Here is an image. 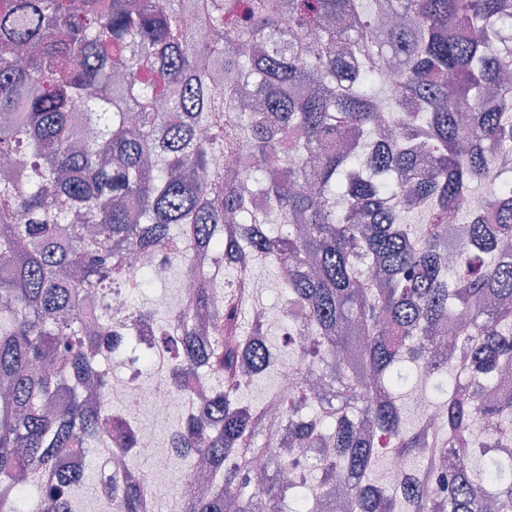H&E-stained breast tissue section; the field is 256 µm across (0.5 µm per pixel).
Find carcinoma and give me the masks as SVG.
I'll return each instance as SVG.
<instances>
[{
	"instance_id": "carcinoma-1",
	"label": "carcinoma",
	"mask_w": 512,
	"mask_h": 512,
	"mask_svg": "<svg viewBox=\"0 0 512 512\" xmlns=\"http://www.w3.org/2000/svg\"><path fill=\"white\" fill-rule=\"evenodd\" d=\"M507 27L512 0H0V158L23 172L0 180V482L29 483L38 512H78L83 471L62 458L109 446L126 472L142 468L132 435L108 421L133 425L132 408L93 402L112 390L103 359L125 334L134 362L168 361L186 399L168 438L222 473L220 490L173 512H285L286 490L307 485L303 473L279 486L293 456L246 489L253 457L292 439L334 449L316 467L342 473L346 512H512V459L478 448L512 432V394L481 398L512 365V170L498 169L512 157ZM386 64L400 70L393 90L375 80ZM242 141L263 166L238 155ZM218 151L243 181L212 170ZM482 184L488 211L460 212L469 239L448 248V203ZM192 247L221 254L223 305ZM135 251L185 265L162 317L138 302ZM254 263L280 280L281 324L309 367L339 384L311 395L298 377L279 396L280 431L258 428L241 383L245 357L257 377L275 364L266 313L248 307ZM115 288L129 301L117 321ZM450 320L456 363L427 368L448 386L427 402L443 420L428 441L405 423L399 364L422 361L416 341ZM204 374L196 407L189 381ZM362 424L419 464L449 460L443 504L425 485L380 484ZM109 497L112 512H147L134 480ZM325 509L298 495L293 512Z\"/></svg>"
}]
</instances>
